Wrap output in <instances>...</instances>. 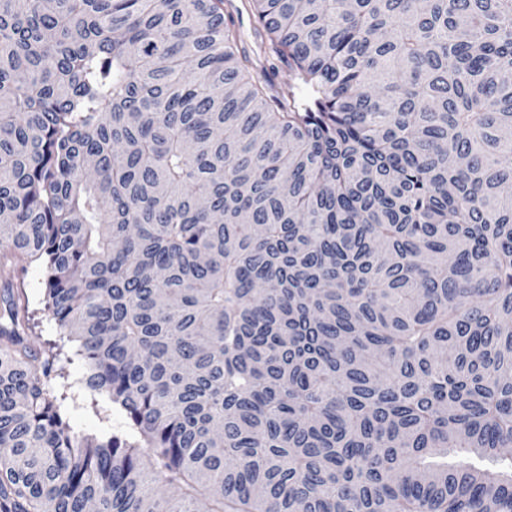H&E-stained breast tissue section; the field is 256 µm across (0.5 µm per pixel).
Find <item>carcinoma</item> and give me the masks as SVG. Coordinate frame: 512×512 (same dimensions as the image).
<instances>
[{"mask_svg": "<svg viewBox=\"0 0 512 512\" xmlns=\"http://www.w3.org/2000/svg\"><path fill=\"white\" fill-rule=\"evenodd\" d=\"M224 4L0 0V512H512V0ZM253 0H231L236 29L240 34L239 49L245 50L257 67V73L270 85L271 94L293 95L297 102L308 103L312 98L311 89L292 74L288 67L280 63L260 48L254 36L255 9ZM22 305L28 306L30 325L36 326L28 331L31 347L40 354H45L48 340H59L57 326L52 313L46 307V277L44 267L31 263L15 279ZM22 291V292H21ZM75 347L67 344L64 348L66 357L72 359L66 361L64 355H61V365L64 366V379L60 380V391L67 394V399L62 405V414L69 423L72 433L78 439L87 436L110 435L112 432H122L127 430V420L123 413L107 405L99 396L96 399L99 402V412H96L92 405V397L85 390L82 384V375L84 367L82 361L74 355Z\"/></svg>", "mask_w": 512, "mask_h": 512, "instance_id": "cac0c4a2", "label": "carcinoma"}]
</instances>
